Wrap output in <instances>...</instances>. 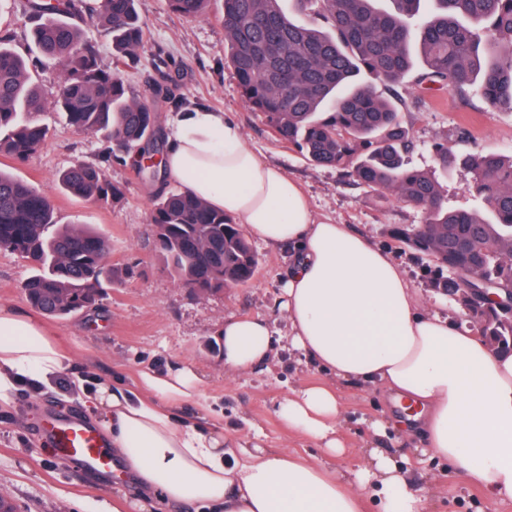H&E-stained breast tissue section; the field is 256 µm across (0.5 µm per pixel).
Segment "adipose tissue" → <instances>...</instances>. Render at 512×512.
I'll use <instances>...</instances> for the list:
<instances>
[{"mask_svg":"<svg viewBox=\"0 0 512 512\" xmlns=\"http://www.w3.org/2000/svg\"><path fill=\"white\" fill-rule=\"evenodd\" d=\"M161 171L197 198L233 216L264 243L287 248L283 289L289 345L317 370L361 389H381L395 411L373 422L375 435H422V453L480 489L490 512L512 502V352L475 331L426 312L392 253L345 224L316 218L281 168L243 141L223 113L192 109L170 120ZM219 344L228 372L265 365L273 342L260 317L226 319ZM104 414L114 457L146 490L214 512H428L408 469L381 449L344 476L286 451L228 448L221 429L182 414L200 402L193 366L141 369L133 387L70 374L61 337L38 317L0 307V411L20 385L38 389L63 376ZM289 428L329 456L344 404L335 388L308 384L280 403Z\"/></svg>","mask_w":512,"mask_h":512,"instance_id":"1","label":"adipose tissue"}]
</instances>
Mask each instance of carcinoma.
<instances>
[{"label": "carcinoma", "instance_id": "cac0c4a2", "mask_svg": "<svg viewBox=\"0 0 512 512\" xmlns=\"http://www.w3.org/2000/svg\"><path fill=\"white\" fill-rule=\"evenodd\" d=\"M137 0H48L35 9L26 56L0 39V153L25 160L48 139L45 105L67 124L106 143L101 164L77 163L57 175L58 187L81 199L120 202L124 187L106 175L112 164L144 159L165 145L155 105L129 92L119 70L99 66L94 47L75 20L92 23L112 40L116 65L140 62L145 24ZM211 0H168L185 18L206 13ZM227 58L247 106L279 140L316 166L350 169L356 181L384 201L387 193L424 213L420 224L396 225V242L460 281L436 278L434 287L512 288V156L475 152L463 165L478 209L446 203L435 172L409 166L414 143L399 107L355 84L365 71L387 87L414 69L418 47L426 92L459 95L478 87L489 107L512 109V0H299L318 5L329 26L303 25L281 0H218ZM46 61L62 67L51 92L34 72ZM436 166L458 158L433 146ZM51 194L0 171V250L33 271L22 284L29 302L64 318L91 310L99 289L112 282L109 244L80 227H56ZM155 250L184 288L208 292L239 287L255 277L258 260L236 220L188 190L156 194L148 216ZM479 335L512 349V314L494 304L480 311Z\"/></svg>", "mask_w": 512, "mask_h": 512}]
</instances>
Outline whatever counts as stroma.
Instances as JSON below:
<instances>
[{
  "label": "stroma",
  "instance_id": "1",
  "mask_svg": "<svg viewBox=\"0 0 512 512\" xmlns=\"http://www.w3.org/2000/svg\"><path fill=\"white\" fill-rule=\"evenodd\" d=\"M33 2L0 0V35H11L21 52L31 44L23 16ZM137 9L146 23V51L137 67L123 69L121 75L132 92L155 100L161 127H168L173 113L182 108L222 112L240 127L246 145L300 184L318 218L350 225L394 253L423 296L425 310L465 319L463 308L435 288L434 266L388 235L391 226L420 223V209L395 198L378 201L344 170L313 165L248 109L227 59L218 0H211L206 15L196 19L173 13L166 0H137ZM400 92L410 104L400 119L417 142L409 157L412 165L435 169L431 147L436 143L448 145L461 158L476 150L512 155V109L489 107L474 91L464 97L437 92L418 107L414 101L421 91L410 76ZM43 119L50 127L44 146L23 162L0 155V168L48 190L59 223L88 225L107 237L116 270L102 290L98 308L49 321L76 372L89 379L107 376L129 386L140 368L194 364L213 408L205 421L222 426L227 441L242 448L259 445L319 458L316 444L288 429L278 414L281 400L291 390L319 378L288 348V321L281 310L290 267L287 249L252 240L258 269L250 284L207 294L182 288L159 260L148 222L158 189H177L179 181L159 183L133 165H115L107 174L125 189L120 203H93L65 193L55 183L57 174L76 162L97 163L105 145L94 135L76 132L57 111L47 110ZM30 274L24 261L0 251V305L28 309L21 285ZM230 316L267 319L274 331L267 365L241 374L225 372L215 338ZM341 394L346 406L340 426L345 452L333 459V466L355 467L369 449L380 448L419 475L431 512H484L483 493L449 474L444 463L418 454L414 436L374 435L370 424L386 408L383 395L349 387ZM15 400L14 410L0 412V487L6 488L19 512H192L190 506L169 502L160 494L142 501L132 478L88 474L76 464L54 460L44 422L54 413L86 415L80 401L63 400L58 388L36 394L25 385Z\"/></svg>",
  "mask_w": 512,
  "mask_h": 512
}]
</instances>
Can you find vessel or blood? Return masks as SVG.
<instances>
[{
  "label": "vessel or blood",
  "instance_id": "1",
  "mask_svg": "<svg viewBox=\"0 0 512 512\" xmlns=\"http://www.w3.org/2000/svg\"><path fill=\"white\" fill-rule=\"evenodd\" d=\"M44 429L54 459L77 463L87 471L111 468L112 454L95 427L74 418L52 417Z\"/></svg>",
  "mask_w": 512,
  "mask_h": 512
}]
</instances>
